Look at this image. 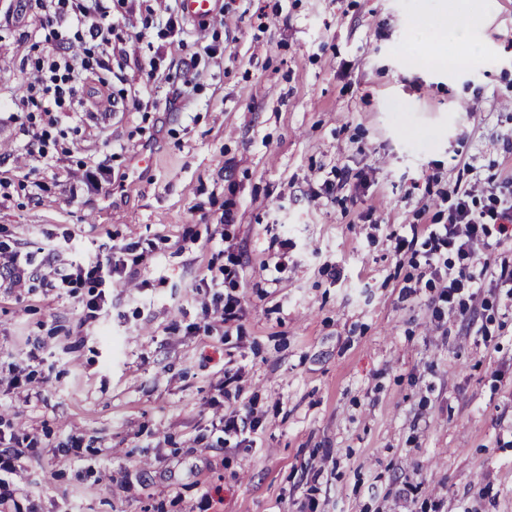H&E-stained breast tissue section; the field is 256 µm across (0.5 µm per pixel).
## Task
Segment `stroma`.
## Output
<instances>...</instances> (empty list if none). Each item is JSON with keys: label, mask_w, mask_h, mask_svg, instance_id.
I'll use <instances>...</instances> for the list:
<instances>
[{"label": "stroma", "mask_w": 512, "mask_h": 512, "mask_svg": "<svg viewBox=\"0 0 512 512\" xmlns=\"http://www.w3.org/2000/svg\"><path fill=\"white\" fill-rule=\"evenodd\" d=\"M453 2L482 49L448 40L434 70L415 27L441 0H220L135 44L160 62L123 73L140 109L87 112L62 167L31 170L0 123V248L30 272L0 290V432L40 448L14 477L36 512H512V301L448 311L393 250L447 222L455 182L479 209L512 189V0ZM104 155L107 191H78ZM102 245L138 260L89 318L91 288L52 282ZM227 294L232 320L204 315ZM244 404L252 449L216 425Z\"/></svg>", "instance_id": "1"}]
</instances>
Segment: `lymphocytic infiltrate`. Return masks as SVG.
<instances>
[{"mask_svg":"<svg viewBox=\"0 0 512 512\" xmlns=\"http://www.w3.org/2000/svg\"><path fill=\"white\" fill-rule=\"evenodd\" d=\"M125 0H18L25 23L19 37L43 42L39 56L25 66L20 85L0 82V112L11 116L35 113V120L19 127L22 147L32 162L49 169L57 166L60 155L48 149V132L60 128L62 117L81 121L86 102L77 98L79 88L97 83L98 104L112 103L114 96L139 100L141 89L113 91V57L130 61L125 48L112 42L119 26L117 16ZM475 186L455 185L448 193V221L430 230L425 241L398 235V254L422 250L424 264L440 282L438 299L456 308L465 287L480 290L485 279L512 286V271L497 268L494 250L512 243V192L493 193L488 208L473 205ZM456 265H449L448 256ZM126 262L113 253L96 254L78 264L59 270L62 283L72 288L94 287L85 302L89 317L104 310L105 290L120 280Z\"/></svg>","mask_w":512,"mask_h":512,"instance_id":"lymphocytic-infiltrate-1","label":"lymphocytic infiltrate"}]
</instances>
